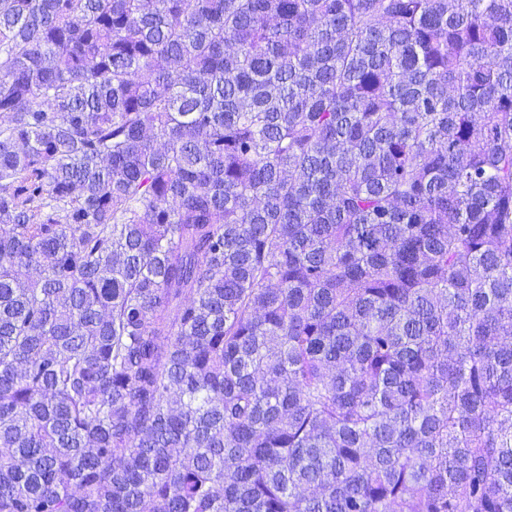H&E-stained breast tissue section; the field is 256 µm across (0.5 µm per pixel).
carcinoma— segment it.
Returning a JSON list of instances; mask_svg holds the SVG:
<instances>
[{"mask_svg":"<svg viewBox=\"0 0 512 512\" xmlns=\"http://www.w3.org/2000/svg\"><path fill=\"white\" fill-rule=\"evenodd\" d=\"M0 512H512V0H0Z\"/></svg>","mask_w":512,"mask_h":512,"instance_id":"obj_1","label":"carcinoma"}]
</instances>
